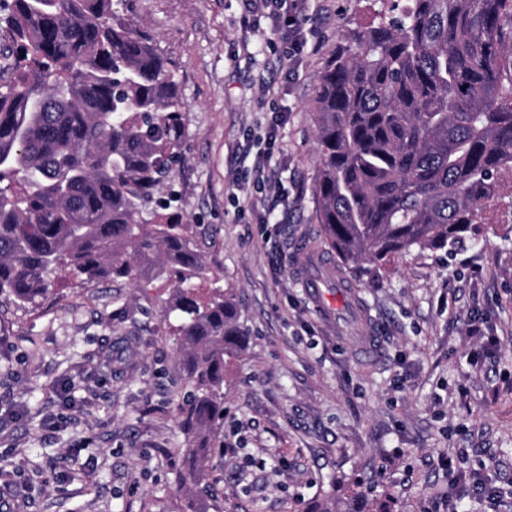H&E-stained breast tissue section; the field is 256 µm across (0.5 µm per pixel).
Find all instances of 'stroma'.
Masks as SVG:
<instances>
[{
    "mask_svg": "<svg viewBox=\"0 0 512 512\" xmlns=\"http://www.w3.org/2000/svg\"><path fill=\"white\" fill-rule=\"evenodd\" d=\"M395 4L407 0H304L293 63L272 17L243 0L116 6L177 67L185 138L166 189L251 335L224 380L226 451L203 465L204 512H305L355 480L398 512H512V223L499 202L485 237L449 255L346 270L316 247L318 78ZM321 276L351 295L310 297L304 279ZM169 295L161 280L62 276L40 305L0 300V492L13 512H189Z\"/></svg>",
    "mask_w": 512,
    "mask_h": 512,
    "instance_id": "1",
    "label": "stroma"
}]
</instances>
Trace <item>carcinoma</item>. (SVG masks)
Segmentation results:
<instances>
[{"mask_svg": "<svg viewBox=\"0 0 512 512\" xmlns=\"http://www.w3.org/2000/svg\"><path fill=\"white\" fill-rule=\"evenodd\" d=\"M184 105L154 38L114 0H0V298L35 305L60 269L82 281L168 279L163 313L188 390L186 483L223 448L224 375L249 329L236 294H201L197 231L151 209L180 159ZM322 250L386 266L480 234L477 208L512 179V0H409L340 46L318 79ZM336 483L311 512H394Z\"/></svg>", "mask_w": 512, "mask_h": 512, "instance_id": "cac0c4a2", "label": "carcinoma"}]
</instances>
